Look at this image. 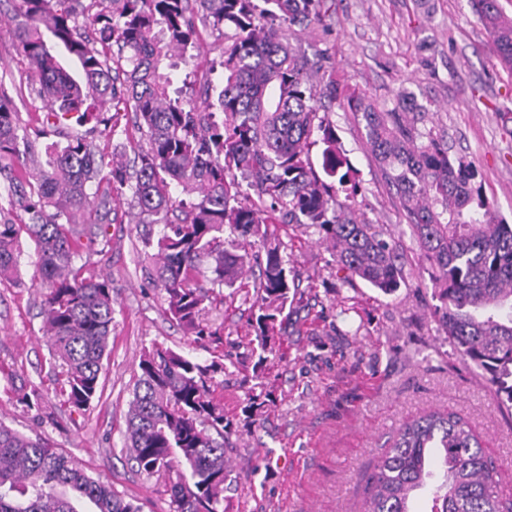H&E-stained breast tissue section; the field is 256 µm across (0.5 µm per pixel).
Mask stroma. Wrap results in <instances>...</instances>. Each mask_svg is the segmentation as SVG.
<instances>
[{"instance_id": "stroma-1", "label": "stroma", "mask_w": 512, "mask_h": 512, "mask_svg": "<svg viewBox=\"0 0 512 512\" xmlns=\"http://www.w3.org/2000/svg\"><path fill=\"white\" fill-rule=\"evenodd\" d=\"M324 24L302 30L311 61L340 86L365 90L393 108L406 91L434 114L452 152L479 169L496 213L512 223V76L497 63L468 0H325ZM27 64L17 50L10 0H0V77L17 79ZM339 146L361 185L357 213L384 226L404 255V280L390 294L362 281L342 282L316 227L272 224L299 290L275 324L270 350L258 345L243 296L224 301V375L214 392L229 430V512H364V478L390 447L399 425L450 408L464 415L512 496V413L500 408L489 374L471 368L445 342L419 250L371 157L364 129L334 109ZM143 225L133 216L102 225L107 244L89 272L107 276L115 300L101 393L77 411L56 393L42 333L44 290L36 256H21L22 281L0 283V416L41 435L87 472L135 498L142 512H170L164 479L139 473L126 457L125 415L144 349L157 343L210 362L214 350L189 343L165 314L141 265ZM262 384L270 402L251 406ZM41 409L21 397L31 386Z\"/></svg>"}]
</instances>
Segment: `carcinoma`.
Wrapping results in <instances>:
<instances>
[{
    "instance_id": "obj_1",
    "label": "carcinoma",
    "mask_w": 512,
    "mask_h": 512,
    "mask_svg": "<svg viewBox=\"0 0 512 512\" xmlns=\"http://www.w3.org/2000/svg\"><path fill=\"white\" fill-rule=\"evenodd\" d=\"M20 55L30 65L14 86L38 99L46 123L103 127L115 135L120 111L145 145L133 156L99 151L68 134L45 147L38 174L19 155V113L0 84V172L7 204L28 221H0V282L16 281L22 237L34 245L47 294L43 331L59 394L77 410L97 395L114 323L112 281L90 274L79 241L111 221L120 200L138 223L160 227L143 241L147 274L165 312L193 342L224 345V323L208 319L224 289L243 290L249 250L251 316L261 347L298 288L267 225L308 224L336 264L385 294L404 280L395 241L357 216L339 192L350 182L331 106L353 112L393 191L412 238L430 263L433 315L445 339L470 365L491 375L500 406L512 410V224L498 217L478 170L450 154L413 98L392 109L364 95L339 96L336 81L313 79V63L292 43L295 28L324 21L323 0H12ZM493 53L512 75V19L501 0H470ZM217 33L220 84L205 80L200 99L174 86L175 72L199 49L200 31ZM114 45L108 54L95 43ZM80 65L75 77L67 61ZM324 145L323 174L309 158L311 137ZM181 187L184 197L171 193ZM102 192H91L92 188ZM211 265L203 267L204 260ZM126 419V450L137 471L176 474L171 512H226L229 477L224 407L211 396L224 363L202 364L154 344L138 365ZM430 512H512L494 468L468 422L434 409L404 423L367 476V512H412L430 487ZM141 512L89 475L47 439L0 419V512Z\"/></svg>"
}]
</instances>
